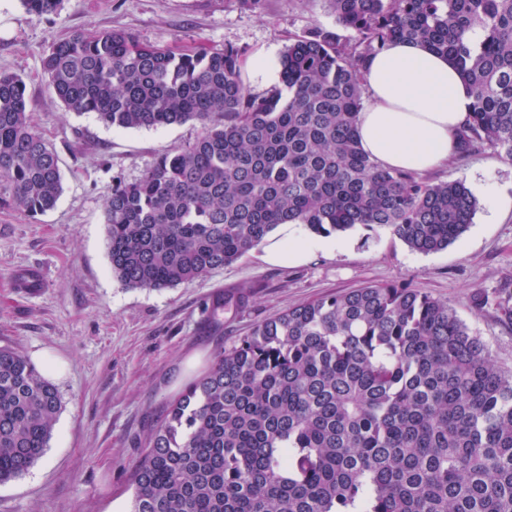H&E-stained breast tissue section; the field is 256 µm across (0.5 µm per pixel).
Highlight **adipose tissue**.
Listing matches in <instances>:
<instances>
[{
    "mask_svg": "<svg viewBox=\"0 0 512 512\" xmlns=\"http://www.w3.org/2000/svg\"><path fill=\"white\" fill-rule=\"evenodd\" d=\"M364 78L369 105L359 116V141L380 166L426 172L455 156L472 98L446 57L395 41L369 60ZM309 248L289 223L266 238L264 252L270 262L298 264Z\"/></svg>",
    "mask_w": 512,
    "mask_h": 512,
    "instance_id": "1",
    "label": "adipose tissue"
}]
</instances>
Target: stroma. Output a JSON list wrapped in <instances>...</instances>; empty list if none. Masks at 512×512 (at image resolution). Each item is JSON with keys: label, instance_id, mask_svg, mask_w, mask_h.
<instances>
[{"label": "stroma", "instance_id": "obj_1", "mask_svg": "<svg viewBox=\"0 0 512 512\" xmlns=\"http://www.w3.org/2000/svg\"><path fill=\"white\" fill-rule=\"evenodd\" d=\"M316 26H336L326 0H63L59 14L43 17L0 0V71L26 81L31 122L56 151L63 185L37 218L0 210V347L48 369L62 396L45 455L0 485V512H129L134 466L167 402L256 324L326 294L392 282L422 289L512 368V324L472 304L475 292L512 289V212L492 213L498 196L512 195V161L485 144L433 174L463 181L479 202L445 250L420 254L359 225L337 235L335 251L313 250L300 265L268 263L257 247L174 288H129L113 275L105 224L113 184L140 179L202 126L109 128L67 111L43 74L50 45L77 30L123 29L157 47L232 45L275 57ZM243 286L251 295L237 311H213L216 298Z\"/></svg>", "mask_w": 512, "mask_h": 512}]
</instances>
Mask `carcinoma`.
<instances>
[{"mask_svg": "<svg viewBox=\"0 0 512 512\" xmlns=\"http://www.w3.org/2000/svg\"><path fill=\"white\" fill-rule=\"evenodd\" d=\"M36 16L62 0H22ZM345 38L316 27L254 94L232 45L178 51L124 30L75 31L43 59L66 109L110 127L196 120L202 133L118 182L108 256L125 286L175 288L230 264L278 225L384 229L423 254L457 241L478 200L458 180L383 168L361 148V69L394 40L447 55L470 88L459 153L512 161V0H328ZM478 27L475 41L467 34ZM0 71V208L31 217L62 193L57 153ZM512 322V291L478 294ZM58 388L0 348V485L45 454ZM131 512H512V369L448 303L401 283L277 313L169 401L134 468Z\"/></svg>", "mask_w": 512, "mask_h": 512, "instance_id": "obj_1", "label": "carcinoma"}]
</instances>
